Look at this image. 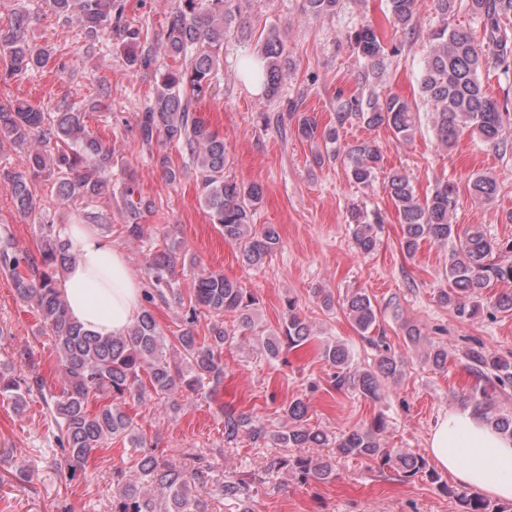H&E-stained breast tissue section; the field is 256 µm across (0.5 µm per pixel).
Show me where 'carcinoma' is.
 Segmentation results:
<instances>
[{
	"label": "carcinoma",
	"instance_id": "carcinoma-1",
	"mask_svg": "<svg viewBox=\"0 0 512 512\" xmlns=\"http://www.w3.org/2000/svg\"><path fill=\"white\" fill-rule=\"evenodd\" d=\"M232 0H174L170 21L160 46L147 43L142 28L128 23L122 0H50L56 15L66 21L77 20L84 37L97 41L109 29L119 38L116 50L123 53L129 66L148 70L162 52L178 63L160 73L150 102L136 115V135L142 146L162 142L186 153L200 174V197L211 223L233 242L242 263L262 265L280 247V236L272 224L255 228L253 215L263 199L257 183L245 185L224 175L228 152L224 137L203 120L190 113L191 98L204 94L212 85L224 60L226 35L242 30L240 14L231 9ZM393 25L403 33L414 34L417 0H386ZM442 24L428 37L429 51L420 71L418 95L428 106L431 129L437 142L446 148L455 146L463 133L498 148L506 145L504 112L489 97L480 73L488 60L502 64L512 57V0H433ZM342 0H302L303 11L314 17L334 14ZM480 20L482 42L463 27L448 28V16L460 8ZM28 20L14 17L6 29L0 27V63L4 79L45 67L50 50L28 37ZM345 42L364 60L362 83L370 85L379 75L385 59L398 54V45H389L376 27L361 23L347 31ZM256 56L263 61L259 74L266 97L279 95L292 62L288 46L280 33L272 30L258 46ZM85 113L65 105L47 117L24 100L0 102V142H8L17 153L19 163L0 169V180L11 190L15 211L38 227L36 250L18 249L9 240L0 242V268L10 272L18 298L37 314L43 331L51 338L62 376L58 395L54 396L55 420L63 431L59 442L68 446V466L82 468L97 451L116 438L135 449L143 448V436L127 413V399L157 400L161 403L177 391L217 392L224 380V345L243 328L258 331L265 354L277 359L283 352L299 349L316 336L312 325L294 299L287 301L288 311L276 330H265L258 323V299L221 272L200 269L194 272L193 288L185 307L183 328L172 337L161 331L149 305L165 298L164 289H173L177 265L174 246L151 254L149 273L154 288L144 292L147 306L137 321L120 336H97L75 322L58 289L63 271L74 262L69 243L57 234V225L46 224L38 202V181H54L59 198L67 205L92 206L112 182L115 160L112 149L90 134L84 124ZM356 118L370 128L384 127L400 141L414 138L418 130V107L394 94L384 97L369 92L339 100L336 124L318 129L316 120L304 116L298 134L320 146L315 162L344 154L349 177L367 183L380 166L382 157L372 141L362 140L341 149L338 129ZM472 197L489 203L498 192L497 179L478 174L469 180ZM385 190L395 205L402 225L401 244L405 251H415L423 241L458 240L448 258L447 278L451 288L441 291L438 301L461 315L474 317L492 307L500 312L512 311V296L503 295L488 301L482 291L492 283H512V261L497 259L504 246L487 237L478 227L458 233L452 217L457 204L458 187L446 180L437 182L433 192L420 199L411 177L399 170L389 173ZM128 215L123 225L126 237L140 240L145 235L141 213L155 207L132 186L124 191ZM355 224L354 238L361 253H371L377 245L374 226L351 213ZM344 307L361 334L373 331L377 314L368 295L355 292L344 299ZM234 316L235 325L228 329L224 316ZM206 317L207 335L197 333L199 317ZM322 356L336 368V389H351L370 399L379 397L388 381H397L403 371L400 357L389 346L379 350L374 364L358 367L348 347L327 342ZM475 385L469 396L472 406L497 431L512 437V414L494 410V396L512 387V359L489 350L476 340L465 351ZM424 360L437 369L448 363V349L429 344ZM0 398L16 410L25 403L21 382L0 372ZM104 399L94 411L89 402ZM288 428L277 433L261 422L224 408V441L235 443L247 435L252 443L268 439L290 448H317L328 441L327 435L308 425V407L296 398L283 408ZM386 421L381 417L352 429L336 441L339 454L375 462L395 469L402 478H422L437 485L454 498L458 512H508L506 507L484 498L458 491L441 481L439 473L417 454L399 453L381 445ZM141 484L125 478L117 469L112 481L117 489L112 497V512H207L206 501L196 495L199 473L189 472L156 457L142 454L136 460ZM289 470L301 483L325 481L335 477L332 464L320 457L296 455L270 462L263 475L226 477L214 485L213 494L226 500H248L265 480L281 469ZM161 496H156V493Z\"/></svg>",
	"mask_w": 512,
	"mask_h": 512
}]
</instances>
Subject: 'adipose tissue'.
I'll return each instance as SVG.
<instances>
[{
    "instance_id": "1",
    "label": "adipose tissue",
    "mask_w": 512,
    "mask_h": 512,
    "mask_svg": "<svg viewBox=\"0 0 512 512\" xmlns=\"http://www.w3.org/2000/svg\"><path fill=\"white\" fill-rule=\"evenodd\" d=\"M76 259L59 282L71 317L100 336H118L137 320L143 281L128 256L92 224H62ZM428 452L463 486L512 500V438L489 426L473 408L453 409L433 427Z\"/></svg>"
}]
</instances>
